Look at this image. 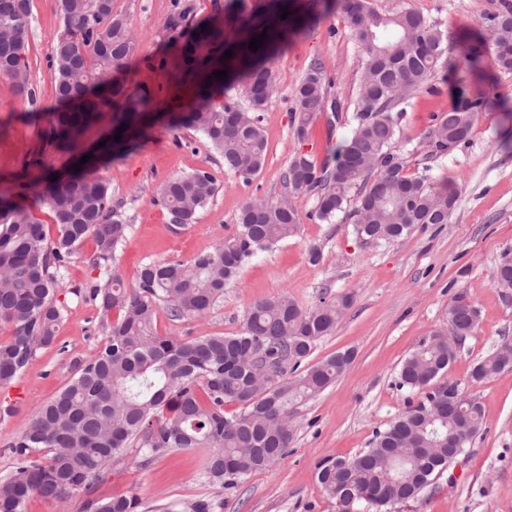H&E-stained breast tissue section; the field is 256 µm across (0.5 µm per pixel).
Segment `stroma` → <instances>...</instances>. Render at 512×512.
Segmentation results:
<instances>
[{"instance_id":"35a3bbf8","label":"stroma","mask_w":512,"mask_h":512,"mask_svg":"<svg viewBox=\"0 0 512 512\" xmlns=\"http://www.w3.org/2000/svg\"><path fill=\"white\" fill-rule=\"evenodd\" d=\"M266 0H113L137 33L127 69L119 80L132 98H151L155 116L139 144L98 168L110 184L111 205L128 219L130 232L119 247L118 270L133 285L142 264L150 261L188 263L210 251L229 234L242 206L256 198L286 194L283 175L297 153L333 159L348 127L328 130L317 116L305 139L293 129V90L314 61L321 62L332 82L331 96L355 95L361 50L351 37L339 5L326 0H296L311 13L310 28L290 40L272 65L277 94L264 114L268 152L251 182L225 171L223 159L203 136L170 126L168 114L185 110L194 99L199 75L183 68L182 44L195 37L201 23H222L226 37ZM413 9L446 30L452 68H440L432 83L437 91L412 98L402 119L404 137L398 149L408 173L423 164L421 141L431 115L447 112L451 90L490 92L512 107V72L500 70L493 57L485 65L493 77L482 83L468 77L458 53L461 39L487 35L485 19L500 0H409ZM26 62L36 101L20 96L0 76V188L14 202L33 205L47 240H54V216L34 205L27 185L46 171L71 169L68 153L47 141L54 123L57 73L51 61L53 36L62 27L56 0H30ZM197 169L211 172L219 190L186 227L174 226L168 211L153 201L166 179ZM433 174L457 191L456 209L445 224L420 225L407 236L363 243L349 219L322 222L313 215L314 197L302 194L298 204L300 231L245 263L205 319H174L159 311L157 332L178 339L207 334L231 335L243 327L252 302L285 296L311 308L325 296L349 294L353 304L335 330L319 340L307 358L316 363L346 349L355 358L346 373L317 397L295 409L292 440L286 456L274 466L253 472L225 488L204 476L202 449L176 450L157 457L149 467L113 465L96 481L90 495H74L66 508L39 495L26 502V512H85L86 498L138 496L144 512H188L194 502L210 504V512H338L317 481V465L326 458H351L368 448L383 429L419 393L400 387L398 371L417 343L440 328L448 305L466 294L480 311L472 336L457 352L447 376L479 399L483 428L444 472L437 484L391 512H512V370L475 382L476 363L503 337L512 338V298L495 288L492 274L503 256H512V122L499 113L479 115L467 142L433 164ZM321 252L310 263L309 247ZM93 241H85L60 272L57 298L62 321L52 345L39 350L9 386L0 388L9 410L0 414V478L8 476L15 458L6 443L22 433L42 405L64 385L76 362L101 346L98 312L85 293L98 277Z\"/></svg>"}]
</instances>
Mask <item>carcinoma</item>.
Here are the masks:
<instances>
[{"label":"carcinoma","instance_id":"1","mask_svg":"<svg viewBox=\"0 0 512 512\" xmlns=\"http://www.w3.org/2000/svg\"><path fill=\"white\" fill-rule=\"evenodd\" d=\"M293 0H270L254 15L250 38L228 42L224 26L210 24L183 44L181 62L192 71L207 48L225 46L233 56L202 77L192 105L170 117L172 124L201 132L224 159V169L244 178L256 174L267 154L264 112L276 92L270 63L295 35L312 22L308 14L284 9ZM351 37L362 49L358 90L352 112L341 116V102L329 99L321 63L313 62L295 86V133L303 139L312 120L330 107L334 120L350 126L336 149L335 165L310 153L298 154L284 175L288 194L278 200H253L240 211L238 224L211 251L188 264L150 262L141 266L132 287L115 270L117 250L129 224L110 206L109 184L87 169H71L65 180L47 172L36 203L54 214L57 235L46 239L44 225L30 207L0 192V326L11 336L0 343V387L28 365L38 350L51 345L61 320L55 297L60 270L92 239L93 266L106 278L90 287L99 311L103 342L93 358L79 362L74 374L45 402L30 426L12 437L8 448L16 463L0 479V512H25L37 494L64 502L102 478L114 462L143 469L175 449L204 448L205 474L223 486L266 469L282 459L290 443L288 416L336 382L354 359L352 350L332 354L302 370L315 343L331 334L353 304L349 294L321 300L304 309L286 297L253 302L242 330L232 335L191 339L161 336L154 327L159 308L174 318L206 316L224 288L250 259L297 235L296 199L314 196L316 217L330 222L339 214L353 218L352 232L365 243L410 233L419 224H446L458 195L425 165L414 175L404 171L397 153L400 119L411 96L429 86L448 52L447 35L412 9L406 0L388 15L369 0H339ZM64 31L53 39L57 70L56 121L49 133L54 145L74 157L83 154L84 129L104 107L113 110L112 130L126 127L104 146L115 156L134 146L147 125L139 117L153 109L146 98L126 95L115 74L126 68L136 37L127 18L113 12L112 0H57ZM29 0H0V76L18 93L35 99L26 56ZM490 40L461 43L468 73L483 77L484 60L512 71V3L503 0L488 17ZM266 34L257 51L251 38ZM237 89L244 103H224L223 91ZM500 99L460 92L448 112L432 117L422 145L437 160L468 140L482 112ZM217 191L204 170L165 180L154 202L167 209L173 225L192 222ZM495 287L512 291V258L504 256L493 274ZM479 322L478 308L461 294L448 305L444 326L423 337L404 359L399 386L424 392L420 402L375 432L371 446L352 458H328L317 479L338 512H356L365 503L377 512L415 499L448 469V440L463 449L483 426V410L455 381L431 382L456 358L458 337H468ZM512 369V341L477 363L471 378L482 381ZM234 403L240 413L226 415ZM87 512H141L136 496L88 499Z\"/></svg>","mask_w":512,"mask_h":512}]
</instances>
